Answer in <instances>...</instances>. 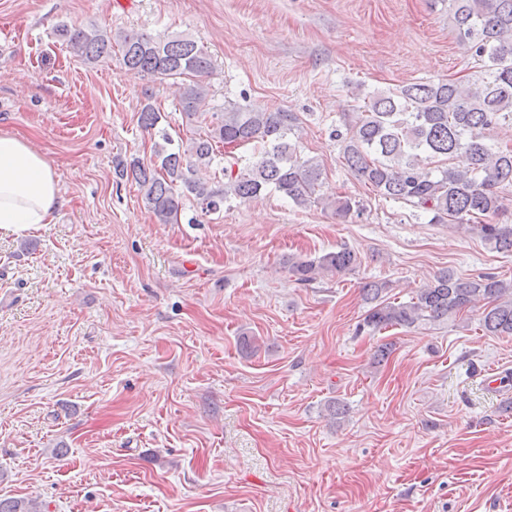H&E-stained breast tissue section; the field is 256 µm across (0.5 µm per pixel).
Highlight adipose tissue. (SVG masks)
<instances>
[{
	"label": "adipose tissue",
	"mask_w": 512,
	"mask_h": 512,
	"mask_svg": "<svg viewBox=\"0 0 512 512\" xmlns=\"http://www.w3.org/2000/svg\"><path fill=\"white\" fill-rule=\"evenodd\" d=\"M64 200L47 160L20 138L0 134V229L51 223Z\"/></svg>",
	"instance_id": "adipose-tissue-1"
}]
</instances>
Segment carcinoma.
<instances>
[{"mask_svg":"<svg viewBox=\"0 0 512 512\" xmlns=\"http://www.w3.org/2000/svg\"><path fill=\"white\" fill-rule=\"evenodd\" d=\"M448 16L459 43L479 65L465 79L416 81L395 90L355 98L354 112L344 129L332 132L341 143L348 170L378 195L432 214L435 224H456L476 231L494 249L512 252V225L485 219L502 208L500 189L512 186V146H494L487 134L512 129V0H448ZM58 37L85 64L113 56L121 68L151 82L179 85L178 110L204 132L177 145L163 129L149 159L132 157L117 165L118 175L133 181L148 209L163 224L177 219L191 197L201 212L216 213L231 200L241 202L271 189L298 207L320 203L316 195L321 164L304 158L293 140L299 127L294 112H263L230 103L222 112H208L206 102L214 73L211 56L184 35L153 36L134 30L112 33L95 25L61 24ZM165 119L145 94L138 118L147 130ZM251 145L259 157L252 165L222 167L218 186L201 176L216 160L218 145ZM463 153L465 168L445 161ZM340 219L359 209L348 196L328 202ZM357 253L347 247L288 267L296 281L308 284L325 273L353 270ZM370 304L363 326L381 331L413 327L422 321L444 322L465 311H481L487 336L512 335V281L485 274L464 279L442 271L406 302L385 299L387 283L368 282L362 288ZM0 512H48L36 499L0 498Z\"/></svg>","mask_w":512,"mask_h":512,"instance_id":"cac0c4a2","label":"carcinoma"}]
</instances>
